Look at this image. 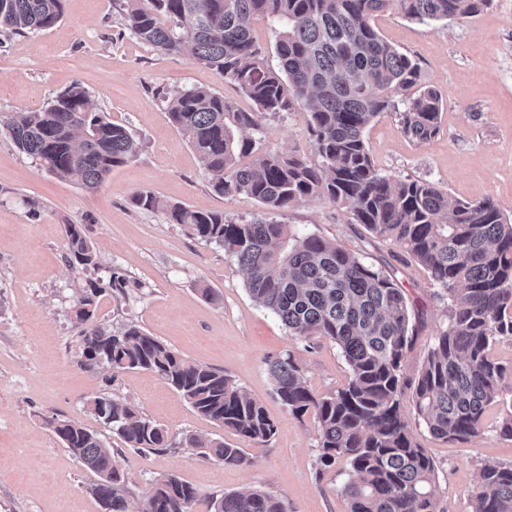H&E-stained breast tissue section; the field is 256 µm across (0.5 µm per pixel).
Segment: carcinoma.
<instances>
[{"label":"carcinoma","instance_id":"1","mask_svg":"<svg viewBox=\"0 0 512 512\" xmlns=\"http://www.w3.org/2000/svg\"><path fill=\"white\" fill-rule=\"evenodd\" d=\"M127 29L169 55L190 47L193 57L233 81L255 104L239 112L224 96L191 87L175 95L168 117L213 175L221 195L246 193L269 211L304 197L327 198L351 210L356 223L392 241L427 270L448 303L446 326L435 336L416 374L404 373L415 340L408 298L393 273L366 263L318 235L297 233L272 220L233 221L222 212L171 205L144 191L132 202L161 210L189 235L215 243L246 274L247 290L290 335L334 343L350 369L347 385L319 396L287 353L268 363L273 392L296 416L317 422L321 461L352 470L342 493L349 512H444L433 490L435 466L414 440L402 411L410 393L428 432L465 443L480 434L487 408L506 410L497 426L512 440V363L490 355L494 343L512 341V221L491 199L448 200L427 180H394L376 168L363 130L391 113L419 143L440 131L442 103L419 84L418 63L386 42L373 18L389 10L419 21L473 17L490 0H126ZM65 0H0V31L54 27ZM264 17L278 30L277 64L254 41L250 23ZM300 102L320 161L256 148L266 115L287 113ZM6 127L15 146L58 178L96 189L112 168L134 160L139 142L124 125L93 111L74 84L35 111L14 113ZM254 155L247 166L245 155ZM66 262L99 267L79 224L66 225ZM129 280L113 271L90 282L76 317L88 366L116 375L156 374L199 416L255 445L277 427L264 406L212 367L196 364L137 324L107 331L96 320L97 298L125 294ZM88 407L125 447L165 452L178 445L226 466L249 458L222 438L186 435L173 443L161 425L130 405L105 397ZM48 424L61 444L98 477L93 493L104 512H130L125 477L112 448L94 431L66 419ZM287 512L266 491L201 497L175 476L158 479L142 512ZM470 512H512V462L481 467Z\"/></svg>","mask_w":512,"mask_h":512}]
</instances>
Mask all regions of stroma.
Listing matches in <instances>:
<instances>
[{
    "mask_svg": "<svg viewBox=\"0 0 512 512\" xmlns=\"http://www.w3.org/2000/svg\"><path fill=\"white\" fill-rule=\"evenodd\" d=\"M124 11V0H65L64 16L51 29L0 32V512H103L92 493L97 476L47 425L67 418L114 445L111 429L88 412L86 401L94 395L132 405L173 440L221 436L250 456L247 465L227 467L181 447L163 453L116 447L131 512L157 479L169 475L206 497L263 490L280 497L288 512H349L341 492L344 464L321 463L313 414L299 417L282 406L267 370L268 360L291 353L314 393H333L349 380L341 351L322 338L290 336L252 300L244 272L223 248L132 201L150 191L236 221L265 217L251 196L213 191L211 173L167 116L170 99L187 87L220 93L244 112L256 106L191 52L168 55L135 38ZM373 26L416 59L421 84L434 86L443 103L440 131L424 143L405 136L394 115L375 118L364 140L376 166L395 179L432 181L452 201L492 199L512 219V0H491L473 17L428 23L389 11ZM76 83L93 111L125 125L140 143L137 158L114 167L94 191L42 170L4 126L12 113L41 109ZM259 135L264 148L318 160L304 108L265 116ZM274 219L393 272L417 333L405 372L419 369L448 310L426 269L401 259L396 244L370 234L349 209L324 198L300 199ZM69 224L82 225L98 269L67 265ZM114 270L130 286L126 296L102 297L98 322L111 332L140 324L184 358L222 371L276 423L267 445L224 433L152 372L114 375L83 365L73 307L90 281ZM205 286L220 292L222 303L206 301ZM403 404L412 436L434 462L443 512H468L481 466L512 461V440L496 432L502 404L487 409L481 433L463 444L431 436L411 397Z\"/></svg>",
    "mask_w": 512,
    "mask_h": 512,
    "instance_id": "35a3bbf8",
    "label": "stroma"
}]
</instances>
